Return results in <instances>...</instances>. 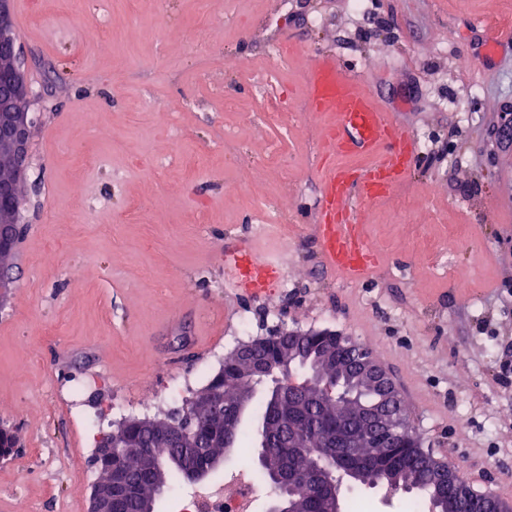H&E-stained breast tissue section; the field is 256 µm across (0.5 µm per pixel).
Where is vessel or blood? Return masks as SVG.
<instances>
[{"instance_id": "vessel-or-blood-1", "label": "vessel or blood", "mask_w": 512, "mask_h": 512, "mask_svg": "<svg viewBox=\"0 0 512 512\" xmlns=\"http://www.w3.org/2000/svg\"><path fill=\"white\" fill-rule=\"evenodd\" d=\"M313 111L330 116L321 167V199L314 227L329 266L350 280L366 277L377 262L357 218L360 205L386 197L401 182L417 154L414 140L399 131L390 113L356 81L319 59L308 76ZM367 153L373 164L360 174L336 165L334 155ZM283 266L274 255L243 244L224 250V275L240 295L267 293L281 277Z\"/></svg>"}]
</instances>
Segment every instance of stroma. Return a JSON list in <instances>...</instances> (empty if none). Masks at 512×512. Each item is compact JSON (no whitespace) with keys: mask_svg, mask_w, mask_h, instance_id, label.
Returning a JSON list of instances; mask_svg holds the SVG:
<instances>
[{"mask_svg":"<svg viewBox=\"0 0 512 512\" xmlns=\"http://www.w3.org/2000/svg\"><path fill=\"white\" fill-rule=\"evenodd\" d=\"M101 7L12 0L32 159L0 304V426L19 439L0 457V512H87L98 441L70 413L71 387L96 381L87 405L105 434L142 416L135 402L156 384L180 377L195 395L247 337L286 330L368 348L423 447L512 504V146L496 135L512 43L486 46L487 26H512V0H369L359 13L346 0H107L102 37L73 41ZM279 41L293 49L284 65ZM324 55L420 159L360 210L378 255L361 281L331 270L313 234L323 120L307 76ZM79 197L91 209L76 211ZM450 233L457 249L436 266ZM240 243L278 256L288 291L237 297L224 249Z\"/></svg>","mask_w":512,"mask_h":512,"instance_id":"1","label":"stroma"}]
</instances>
